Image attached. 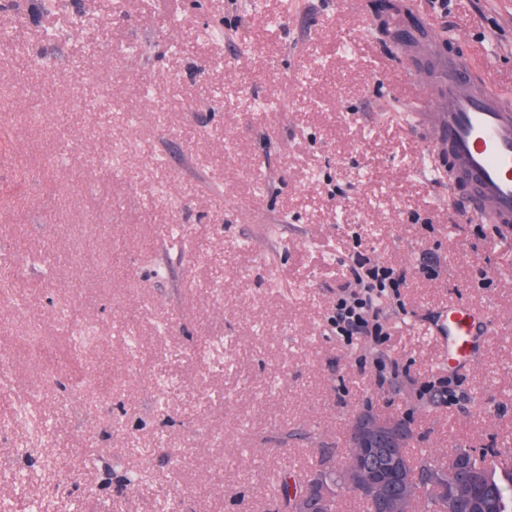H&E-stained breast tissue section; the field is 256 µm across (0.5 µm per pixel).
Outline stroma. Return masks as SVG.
Here are the masks:
<instances>
[{"instance_id":"1","label":"stroma","mask_w":512,"mask_h":512,"mask_svg":"<svg viewBox=\"0 0 512 512\" xmlns=\"http://www.w3.org/2000/svg\"><path fill=\"white\" fill-rule=\"evenodd\" d=\"M403 2L512 95V0ZM0 22V503L274 512L276 474L344 463L367 414L416 455L512 452V236L427 174L370 9L0 0ZM360 253L438 271L376 350L327 327ZM452 302L492 317L466 369Z\"/></svg>"}]
</instances>
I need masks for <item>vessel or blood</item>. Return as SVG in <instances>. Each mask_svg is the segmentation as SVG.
Returning a JSON list of instances; mask_svg holds the SVG:
<instances>
[{
  "label": "vessel or blood",
  "instance_id": "obj_1",
  "mask_svg": "<svg viewBox=\"0 0 512 512\" xmlns=\"http://www.w3.org/2000/svg\"><path fill=\"white\" fill-rule=\"evenodd\" d=\"M399 36L418 89L411 124L424 134L434 161L448 166L450 187L469 216L487 221L496 234L512 231V103L488 85L474 84L469 56L440 55L437 78L425 77L413 35L403 29ZM490 322L481 310L449 305L443 318L449 363L471 366Z\"/></svg>",
  "mask_w": 512,
  "mask_h": 512
}]
</instances>
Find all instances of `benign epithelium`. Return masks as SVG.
<instances>
[{"instance_id": "obj_1", "label": "benign epithelium", "mask_w": 512, "mask_h": 512, "mask_svg": "<svg viewBox=\"0 0 512 512\" xmlns=\"http://www.w3.org/2000/svg\"><path fill=\"white\" fill-rule=\"evenodd\" d=\"M400 428L366 418L355 427V448L349 465L336 476L341 484L357 493L374 499L384 512H414L416 494L424 489V482L407 474L396 448L401 442ZM471 450L459 449L453 457L452 467L464 475L459 481L458 493L473 491L474 481L469 477L468 464ZM307 485L317 490L316 497L305 496L304 512H311L329 501L334 487L318 473L308 478Z\"/></svg>"}]
</instances>
